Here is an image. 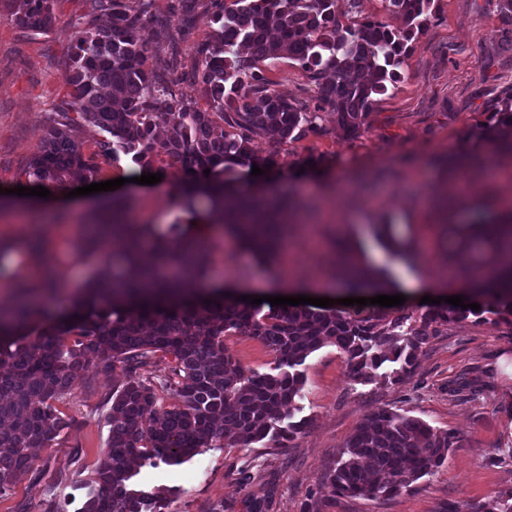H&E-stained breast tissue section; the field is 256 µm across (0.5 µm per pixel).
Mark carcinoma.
Instances as JSON below:
<instances>
[{
	"instance_id": "obj_1",
	"label": "carcinoma",
	"mask_w": 512,
	"mask_h": 512,
	"mask_svg": "<svg viewBox=\"0 0 512 512\" xmlns=\"http://www.w3.org/2000/svg\"><path fill=\"white\" fill-rule=\"evenodd\" d=\"M57 0H9L15 24L45 32ZM88 10L73 22L74 44L66 64L68 100L43 131L37 151L22 171L29 186L67 187L75 178L100 179V160L129 157L144 168L180 176L181 206L194 214L205 202L213 223L225 224L258 255L278 251L297 203L258 185L239 190L242 170L278 168L282 146L319 134L318 112L336 114L343 138L361 136L377 102L401 79L411 46L437 9V0H380L382 10L401 21L396 27L363 17L358 0H211L216 28L194 43L196 66L190 81L208 107L173 99L160 112L156 101L168 92L164 76L147 66L148 45L141 31L152 17L153 0H87ZM347 22L338 21V15ZM287 58L309 74L318 90L314 108L270 89L262 65ZM502 116L490 137L512 152V87L494 102ZM98 128L102 138L86 150L70 127ZM164 164L155 166L158 131ZM267 135L271 147L255 145L252 134ZM210 173H204V170ZM130 202L114 196L93 216L95 233L81 238L75 253L89 265L107 267L106 240L119 237L125 251L112 279L94 276L72 311L35 325L41 312L21 304L0 313V494L35 469L31 449L42 448L70 422L54 402L71 393L91 361L108 370L123 368L128 380L112 391L107 449L90 483L82 512H163L166 498L131 488L130 459L178 465L225 439L248 446L270 438L290 440L302 424L276 428L282 411H293L303 385L298 367L314 352L334 345L346 354L356 383L374 379L382 365L402 382L413 371L417 352L451 322L490 313L512 322V213L452 225L459 255L471 266L469 298L480 310L446 302L430 304L418 317L388 308L338 311L322 307L257 306L216 292L200 293L212 263L210 238L175 222L165 229L128 222ZM150 246L154 261L140 253ZM358 279L379 276L359 267L346 253L339 262ZM25 296L53 289L51 279L14 282ZM211 303H206V300ZM412 325H407V322ZM246 329L279 358L276 374L245 371L224 349V334ZM171 356L165 380L179 398L157 405L153 386L136 378L157 353ZM456 437L425 421L389 408L365 417L344 443L334 466L323 475L327 499L386 497L407 491L446 459ZM480 512H512V492L481 506Z\"/></svg>"
}]
</instances>
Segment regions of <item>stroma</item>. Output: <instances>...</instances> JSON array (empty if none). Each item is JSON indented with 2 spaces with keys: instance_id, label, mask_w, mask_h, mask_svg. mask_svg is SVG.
Segmentation results:
<instances>
[{
  "instance_id": "1",
  "label": "stroma",
  "mask_w": 512,
  "mask_h": 512,
  "mask_svg": "<svg viewBox=\"0 0 512 512\" xmlns=\"http://www.w3.org/2000/svg\"><path fill=\"white\" fill-rule=\"evenodd\" d=\"M172 0H154V17L142 31L149 44L147 65L165 73L171 53H178L184 77L172 85L176 96L204 105L199 88L186 75L196 65L192 43L212 31L209 0H198L193 26H185ZM87 10L86 0H57L47 33L28 35L15 25L9 5L0 0V187L9 189L0 209V232L18 239L41 234L56 278L67 282L56 312L70 304L97 267L74 256L75 215L100 200L99 195L65 198L63 191L41 202L13 195L20 173L36 151L43 127L65 99V65L73 44L71 20ZM495 0H438V10L413 41L402 80L382 96L363 135L347 140L335 129L331 110L319 113L325 133L289 143L279 182L300 203L286 252L274 264L251 249L213 235L218 250L210 276L218 287H256L272 278L289 286L307 282L312 296L337 299L346 292L329 282L331 250L345 244L364 263L384 272L395 294L411 280L441 282L444 295L460 294L442 262L446 224L469 221L512 205V154H493L477 138L481 128L497 124L488 105L512 85V55L501 51V33L511 26ZM264 73L271 89L287 98L315 105L316 92L305 72L290 60L268 61ZM451 153L492 155L506 178L451 180L439 158ZM315 158L314 169H298V160ZM302 171L303 180L292 179ZM163 189H130L142 221L168 224L180 215L182 184L169 176ZM452 198L447 217L429 201ZM224 347L243 369L274 372L275 354L244 332L226 334ZM512 325L472 319L449 324L418 352L410 378L399 384L383 377L352 381L346 356L328 345L302 366L304 384L294 402L298 433L278 445L263 440L230 446L217 440L178 465L138 461L132 484L167 497L165 512H303L311 498L323 496L320 479L336 461L343 444L367 415L381 408L406 413L441 431L457 445L441 467L391 497L340 498L322 512H442L451 503L469 504L472 512L495 495L512 490ZM121 370L89 365L72 393L55 406L69 428L37 449V468L0 494V512H80L85 484L106 450L107 413Z\"/></svg>"
}]
</instances>
